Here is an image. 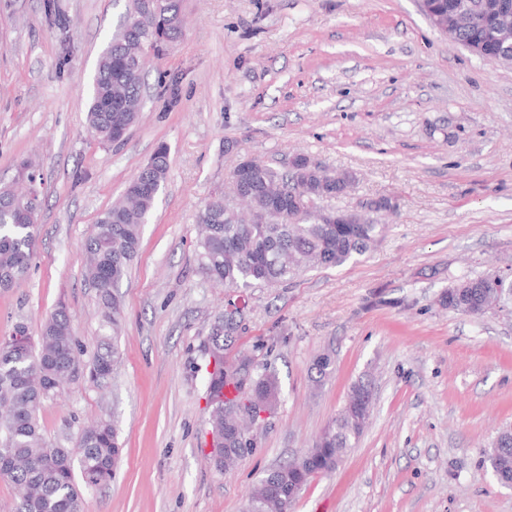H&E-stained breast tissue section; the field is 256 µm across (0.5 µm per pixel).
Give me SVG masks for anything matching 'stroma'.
Returning <instances> with one entry per match:
<instances>
[{"label":"stroma","mask_w":512,"mask_h":512,"mask_svg":"<svg viewBox=\"0 0 512 512\" xmlns=\"http://www.w3.org/2000/svg\"><path fill=\"white\" fill-rule=\"evenodd\" d=\"M0 0V182L32 159L43 206L29 274L0 290V339L39 336L66 305L83 361L104 334L85 278L100 215L158 146L169 170L118 293V356L38 411L49 444L114 423L111 481L84 512H245L267 471L300 458L359 379L373 412L339 465L293 512H512L482 452L512 429V316L444 309L450 285L512 274V65L441 35L420 0H183L185 30L146 67L127 140L86 130L98 58L125 0ZM354 175L333 209L389 199L366 255L273 288L231 291L196 261L197 214L244 158L296 155ZM247 304L236 349L277 373L280 400L253 452L219 473L209 451L204 343L228 299ZM270 351L260 350V343ZM323 354L334 367L314 385Z\"/></svg>","instance_id":"obj_1"}]
</instances>
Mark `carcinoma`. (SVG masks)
<instances>
[{
    "label": "carcinoma",
    "instance_id": "cac0c4a2",
    "mask_svg": "<svg viewBox=\"0 0 512 512\" xmlns=\"http://www.w3.org/2000/svg\"><path fill=\"white\" fill-rule=\"evenodd\" d=\"M436 10L448 18L454 41L477 45L495 28L497 6L512 11V0H433ZM182 0H126L125 13L103 49L93 79L87 125L102 144L128 132L143 108L141 89L145 57L133 60L138 48L146 54H163L180 36ZM254 183L248 196L250 220L232 223L214 196L200 209L203 226L198 242L200 271L226 288L274 286L314 268L338 267L374 246L384 225L369 217L358 224H322L318 201L347 193L354 182L349 173L333 174L301 164L280 172L261 161L254 164ZM168 172V153L158 150L126 186L124 199L106 210L86 242L89 262L86 279L96 290L104 326L115 330L121 317L116 292L136 257L141 227L148 222ZM311 201L312 213L297 219L292 197L275 204L266 185L274 180ZM42 197L31 199L26 190L0 185V288L6 290L30 269L34 255ZM442 307L474 318L494 309L491 284L478 276L449 287L440 296ZM242 331V321L224 325L218 316L210 326L204 353L215 366L207 380V407L211 434L208 457L219 472L235 470L245 459L244 447L250 422L239 417L248 403L258 400L267 409L276 406L278 380L266 365L249 360H226L228 347ZM117 359V347L105 336L99 351L82 367L78 342L69 315L62 306L46 320L38 342L25 335L0 340V476L18 488L12 512H81L82 490L112 480L122 448L108 421L84 428L77 442L82 482L74 473L73 451L47 444L40 432L37 412L57 395L65 382L86 374L101 383L107 380ZM252 366L241 377L239 369ZM373 392L359 380L333 425L314 441L301 458L268 471L252 489L247 512H292L309 480L335 469L344 452L363 433L370 418ZM494 476L512 483V437L502 433L484 451Z\"/></svg>",
    "mask_w": 512,
    "mask_h": 512
}]
</instances>
